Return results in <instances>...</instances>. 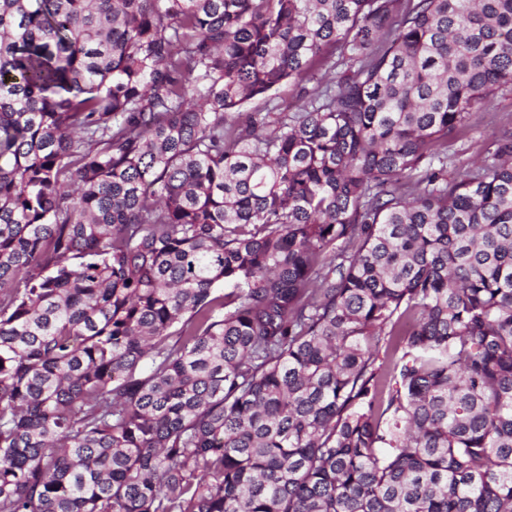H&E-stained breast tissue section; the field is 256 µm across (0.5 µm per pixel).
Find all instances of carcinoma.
<instances>
[{
	"mask_svg": "<svg viewBox=\"0 0 512 512\" xmlns=\"http://www.w3.org/2000/svg\"><path fill=\"white\" fill-rule=\"evenodd\" d=\"M509 85L512 0H0V512H512ZM299 89L300 88L294 84H283L272 93L271 98L251 101L247 105V109L258 112H279L273 109L275 105H278L281 111L285 107L293 109L297 102ZM512 125V90L500 91L489 111L475 112L470 127L457 140L455 176L463 174L483 157L504 126Z\"/></svg>",
	"mask_w": 512,
	"mask_h": 512,
	"instance_id": "cac0c4a2",
	"label": "carcinoma"
}]
</instances>
